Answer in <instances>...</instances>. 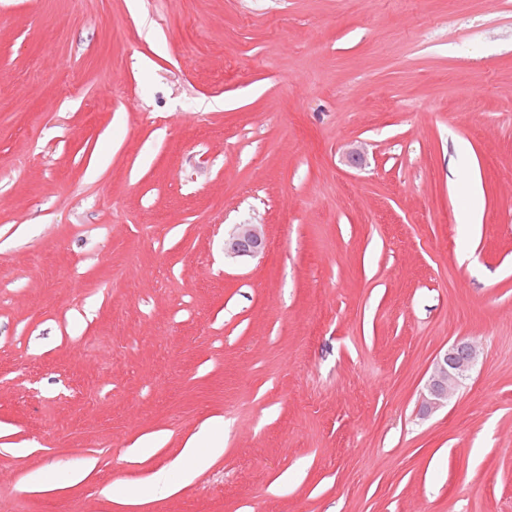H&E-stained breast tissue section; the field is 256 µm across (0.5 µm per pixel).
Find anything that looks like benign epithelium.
<instances>
[{
	"mask_svg": "<svg viewBox=\"0 0 512 512\" xmlns=\"http://www.w3.org/2000/svg\"><path fill=\"white\" fill-rule=\"evenodd\" d=\"M265 248L262 232L256 224H237L229 238L224 241V255L232 259L252 257ZM477 346L467 340L458 339L436 360L423 396L424 407L433 410L447 403L462 380L466 379L477 363Z\"/></svg>",
	"mask_w": 512,
	"mask_h": 512,
	"instance_id": "obj_1",
	"label": "benign epithelium"
}]
</instances>
